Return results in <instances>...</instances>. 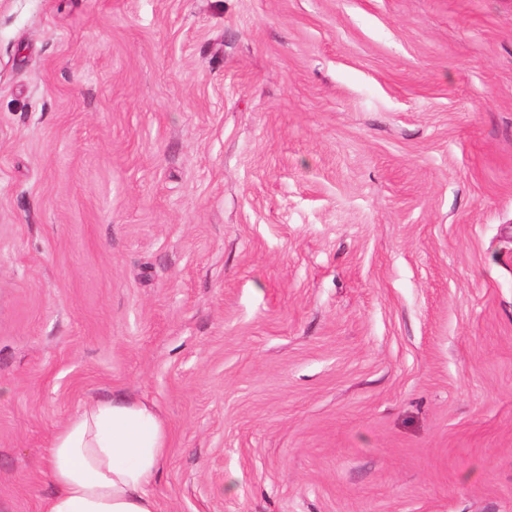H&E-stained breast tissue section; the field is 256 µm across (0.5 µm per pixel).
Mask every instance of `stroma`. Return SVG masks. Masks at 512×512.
I'll list each match as a JSON object with an SVG mask.
<instances>
[{
	"label": "stroma",
	"mask_w": 512,
	"mask_h": 512,
	"mask_svg": "<svg viewBox=\"0 0 512 512\" xmlns=\"http://www.w3.org/2000/svg\"><path fill=\"white\" fill-rule=\"evenodd\" d=\"M112 397L162 512H512V0H0V512Z\"/></svg>",
	"instance_id": "stroma-1"
}]
</instances>
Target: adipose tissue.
<instances>
[{
    "label": "adipose tissue",
    "instance_id": "1",
    "mask_svg": "<svg viewBox=\"0 0 512 512\" xmlns=\"http://www.w3.org/2000/svg\"><path fill=\"white\" fill-rule=\"evenodd\" d=\"M166 454L152 406L91 402L50 439L45 466L53 491L40 512H161L150 484Z\"/></svg>",
    "mask_w": 512,
    "mask_h": 512
}]
</instances>
